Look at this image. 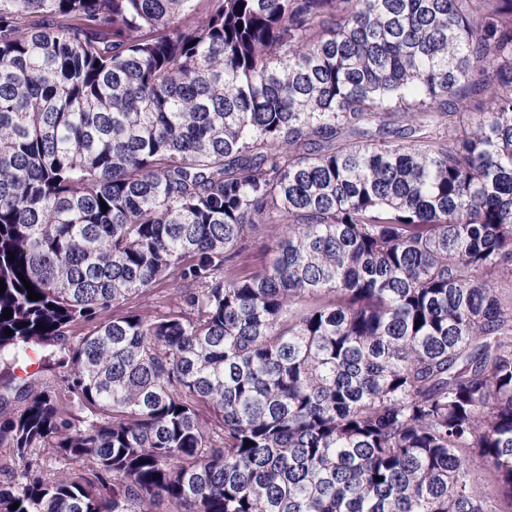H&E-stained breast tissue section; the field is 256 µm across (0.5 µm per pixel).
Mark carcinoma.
<instances>
[{"label":"carcinoma","mask_w":512,"mask_h":512,"mask_svg":"<svg viewBox=\"0 0 512 512\" xmlns=\"http://www.w3.org/2000/svg\"><path fill=\"white\" fill-rule=\"evenodd\" d=\"M505 276L512 0H0V512H512ZM269 253L260 247L249 246L241 250L237 257L238 268L243 273H250L269 261Z\"/></svg>","instance_id":"carcinoma-1"}]
</instances>
